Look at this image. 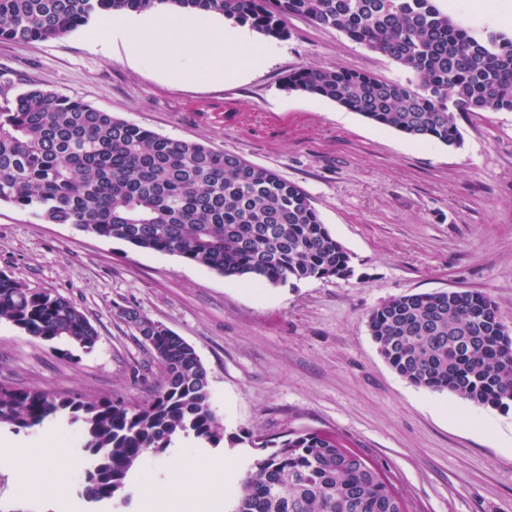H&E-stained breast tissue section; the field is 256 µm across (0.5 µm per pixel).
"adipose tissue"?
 I'll return each mask as SVG.
<instances>
[{
	"label": "adipose tissue",
	"mask_w": 512,
	"mask_h": 512,
	"mask_svg": "<svg viewBox=\"0 0 512 512\" xmlns=\"http://www.w3.org/2000/svg\"><path fill=\"white\" fill-rule=\"evenodd\" d=\"M107 39L122 43L127 54L165 70L179 59H186L185 72L198 80L218 79L224 75V59L233 56L243 66L260 63V49L243 30L223 25L185 21L172 23L167 17L148 18L116 16L106 25ZM68 450L53 445L47 434L25 441L0 444V463L11 465L20 477L18 492L24 498L59 502L66 498L67 487L62 480H45V473L55 468L58 460L67 458ZM169 456L172 466L162 467L161 475L172 495H189L212 500L207 483L198 481L199 470L219 476L228 470L231 460L221 454L203 457L188 455L184 448L172 446Z\"/></svg>",
	"instance_id": "ef3b65f1"
}]
</instances>
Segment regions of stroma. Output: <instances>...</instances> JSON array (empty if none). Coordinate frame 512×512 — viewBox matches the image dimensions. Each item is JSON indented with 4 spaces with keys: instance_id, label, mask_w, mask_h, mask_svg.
<instances>
[{
    "instance_id": "obj_1",
    "label": "stroma",
    "mask_w": 512,
    "mask_h": 512,
    "mask_svg": "<svg viewBox=\"0 0 512 512\" xmlns=\"http://www.w3.org/2000/svg\"><path fill=\"white\" fill-rule=\"evenodd\" d=\"M97 18L60 40H0V76L77 98L158 134L200 142L276 172L310 198L352 256L346 278L245 285L181 257L46 224L0 205V271L60 295L89 316L92 352L45 342L0 321V380L62 396L147 398L161 368L127 322L136 310L194 347L224 427L218 452L236 474L276 442L322 430L373 459L412 512H512V411L479 408L413 385L381 356L372 310L410 293L488 295L512 329V112L458 115L461 148L418 141L335 102L283 89L288 71L340 67L402 77L387 57L305 18L267 40L264 64L199 82L104 52ZM69 446L61 512H92L80 494L87 464L74 427L49 422ZM148 454L127 496L102 512H210L157 489Z\"/></svg>"
}]
</instances>
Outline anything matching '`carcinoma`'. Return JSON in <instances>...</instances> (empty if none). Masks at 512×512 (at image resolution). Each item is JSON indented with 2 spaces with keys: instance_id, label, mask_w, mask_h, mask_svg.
<instances>
[{
  "instance_id": "carcinoma-1",
  "label": "carcinoma",
  "mask_w": 512,
  "mask_h": 512,
  "mask_svg": "<svg viewBox=\"0 0 512 512\" xmlns=\"http://www.w3.org/2000/svg\"><path fill=\"white\" fill-rule=\"evenodd\" d=\"M435 0H0V39H60L100 14L158 6L224 16L284 40L287 15L335 28L409 76L299 67L285 88L329 99L413 139L462 145L457 115L512 112V34L456 23ZM0 86V204L47 224L168 253L228 278L277 285L350 272L351 257L309 198L276 173L199 142L155 133L79 99L31 86ZM162 381L142 402L62 397L0 382V425L20 432L63 417L89 457L81 495L121 494L143 455L164 454L176 436L213 445L224 429L210 405L208 373L195 349L149 318L126 313ZM90 352L98 333L64 297L0 272V321ZM388 364L410 383L479 407L512 409V333L494 302L470 290L395 297L368 317ZM247 468L233 512H410L365 454L336 436L306 430Z\"/></svg>"
}]
</instances>
